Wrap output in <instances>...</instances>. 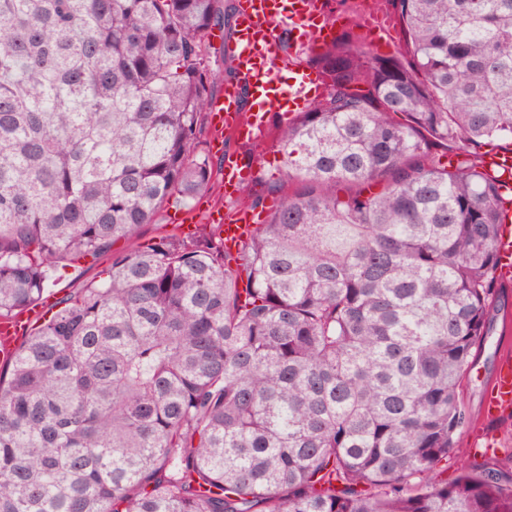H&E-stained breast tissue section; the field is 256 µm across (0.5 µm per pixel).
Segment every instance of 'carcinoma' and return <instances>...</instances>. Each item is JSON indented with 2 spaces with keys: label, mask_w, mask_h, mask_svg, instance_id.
I'll list each match as a JSON object with an SVG mask.
<instances>
[{
  "label": "carcinoma",
  "mask_w": 512,
  "mask_h": 512,
  "mask_svg": "<svg viewBox=\"0 0 512 512\" xmlns=\"http://www.w3.org/2000/svg\"><path fill=\"white\" fill-rule=\"evenodd\" d=\"M389 2L404 52L314 59L328 90L232 257L141 234L218 193L235 0H0V320L110 260L3 360L0 512H512L511 463L444 477L496 288L512 0ZM493 144H497V148H506L512 151L510 140L506 139L494 141L491 145L482 147L481 152L484 153L491 150ZM510 151L491 154L487 160L489 168L498 172H504L503 177H507L510 174V171H512V153ZM106 266L107 262L105 260L92 263L90 259H87L74 263L66 269L53 274L44 294V302L48 296L44 311L46 312L51 305H54L52 310L48 311L43 317H49L52 313L56 312L62 306L59 304L60 301L74 297L86 283L97 277Z\"/></svg>",
  "instance_id": "cac0c4a2"
}]
</instances>
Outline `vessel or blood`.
I'll list each match as a JSON object with an SVG mask.
<instances>
[{
    "label": "vessel or blood",
    "instance_id": "obj_1",
    "mask_svg": "<svg viewBox=\"0 0 512 512\" xmlns=\"http://www.w3.org/2000/svg\"><path fill=\"white\" fill-rule=\"evenodd\" d=\"M297 33L300 48L326 49L336 40V20L328 13L325 0H238L235 33L225 45L237 72L226 85L223 97L209 109L215 136L213 148L224 156L222 186L228 206L205 210L208 223L223 226L224 244L235 249L258 224L256 211L237 202L242 184L250 176L242 164L240 147L255 145L272 113L292 120L306 111L312 99L325 92L328 78L322 70L284 63L282 34ZM232 135L239 147L225 150L224 137ZM501 284L512 285V225L501 224L498 240ZM40 310L0 322V352L10 353L26 327L38 320ZM512 414V347L502 346L493 377L483 396L482 417L490 422Z\"/></svg>",
    "mask_w": 512,
    "mask_h": 512
}]
</instances>
